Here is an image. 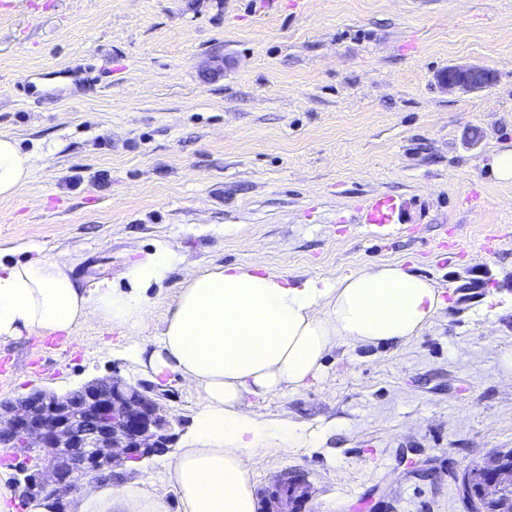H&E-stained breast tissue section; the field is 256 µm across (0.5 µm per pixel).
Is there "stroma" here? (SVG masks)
Masks as SVG:
<instances>
[{
  "label": "stroma",
  "mask_w": 512,
  "mask_h": 512,
  "mask_svg": "<svg viewBox=\"0 0 512 512\" xmlns=\"http://www.w3.org/2000/svg\"><path fill=\"white\" fill-rule=\"evenodd\" d=\"M12 2L0 134L31 175L0 198V247L72 259L85 286L122 283L160 241L201 269L337 279L399 262L433 279L445 305L419 336L337 347L323 379L254 403L313 445L270 440L252 483L302 474L305 512H469L465 468L512 448V180L490 168L512 150V0ZM454 63L494 80L445 91L436 74ZM376 196L414 201L408 232L369 233L358 207ZM60 340L1 341L0 399L143 379L97 322ZM160 394L186 447L194 399L174 383Z\"/></svg>",
  "instance_id": "obj_1"
}]
</instances>
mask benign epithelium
Here are the masks:
<instances>
[{
  "instance_id": "obj_1",
  "label": "benign epithelium",
  "mask_w": 512,
  "mask_h": 512,
  "mask_svg": "<svg viewBox=\"0 0 512 512\" xmlns=\"http://www.w3.org/2000/svg\"><path fill=\"white\" fill-rule=\"evenodd\" d=\"M480 66L453 64L438 74L448 92H467L490 83ZM171 422L147 387L112 376L91 380L64 394L35 389L14 402H0V446L22 457L24 492L46 495L59 504L79 492L81 480L112 475L128 462L139 463L169 451ZM288 489L299 512L307 499L304 479L291 475L276 482ZM467 490L480 512H499L500 500L512 491V449L498 450L467 472Z\"/></svg>"
}]
</instances>
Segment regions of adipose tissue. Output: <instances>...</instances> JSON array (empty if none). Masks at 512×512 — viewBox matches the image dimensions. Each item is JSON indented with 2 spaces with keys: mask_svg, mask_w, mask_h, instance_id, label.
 I'll use <instances>...</instances> for the list:
<instances>
[{
  "mask_svg": "<svg viewBox=\"0 0 512 512\" xmlns=\"http://www.w3.org/2000/svg\"><path fill=\"white\" fill-rule=\"evenodd\" d=\"M30 157L0 135V198L30 177ZM184 273L159 335L141 342L151 293L175 270ZM431 279L399 263L366 266L339 279H291L266 266L198 270L161 242L133 260L122 284L80 286L68 260L43 253L11 258L0 248V341L32 333H71L95 321L124 333L140 372L155 383L178 381L195 400L194 445L170 460L164 480L146 475L87 478L67 512H255L252 451L277 435L297 442L295 423L250 413L267 398L322 377L324 358L340 345L366 346L418 336L443 307Z\"/></svg>",
  "mask_w": 512,
  "mask_h": 512,
  "instance_id": "ef3b65f1",
  "label": "adipose tissue"
}]
</instances>
